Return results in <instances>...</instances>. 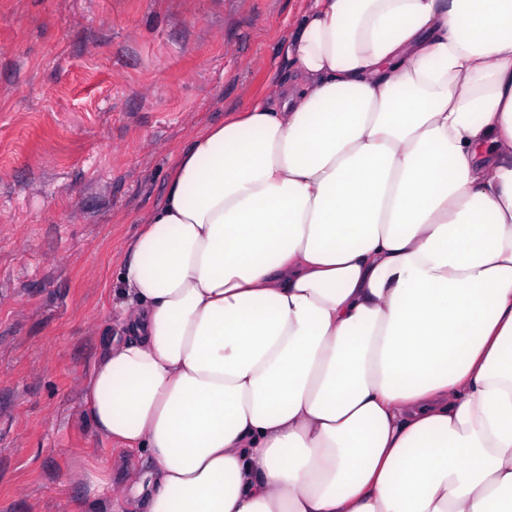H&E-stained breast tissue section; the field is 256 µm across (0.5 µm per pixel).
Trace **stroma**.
I'll return each mask as SVG.
<instances>
[{"mask_svg":"<svg viewBox=\"0 0 512 512\" xmlns=\"http://www.w3.org/2000/svg\"><path fill=\"white\" fill-rule=\"evenodd\" d=\"M312 0H0V512H85L82 379L179 150L286 77Z\"/></svg>","mask_w":512,"mask_h":512,"instance_id":"obj_1","label":"stroma"}]
</instances>
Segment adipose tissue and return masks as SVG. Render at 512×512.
I'll return each instance as SVG.
<instances>
[{
  "label": "adipose tissue",
  "instance_id": "obj_1",
  "mask_svg": "<svg viewBox=\"0 0 512 512\" xmlns=\"http://www.w3.org/2000/svg\"><path fill=\"white\" fill-rule=\"evenodd\" d=\"M179 152L83 386L104 512H512V0H314Z\"/></svg>",
  "mask_w": 512,
  "mask_h": 512
}]
</instances>
